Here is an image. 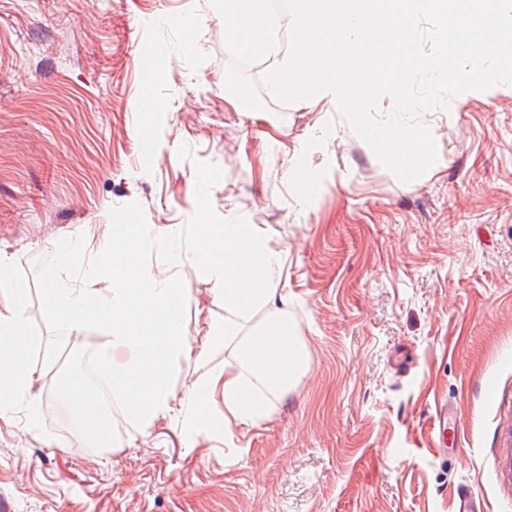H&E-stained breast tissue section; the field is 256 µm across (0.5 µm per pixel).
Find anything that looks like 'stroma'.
I'll return each instance as SVG.
<instances>
[{"instance_id": "obj_1", "label": "stroma", "mask_w": 512, "mask_h": 512, "mask_svg": "<svg viewBox=\"0 0 512 512\" xmlns=\"http://www.w3.org/2000/svg\"><path fill=\"white\" fill-rule=\"evenodd\" d=\"M194 18L191 30L175 23ZM169 51L163 76L144 64ZM230 53L209 0H0V248L28 289L31 359L55 364L24 414L0 428L6 512H455L468 488L482 512H512V86L420 115L444 166L406 183L335 106L261 92L248 116L224 99ZM166 102L159 114L141 101ZM313 128L330 138L301 153ZM327 166L326 189L295 201L288 166ZM207 212L272 227L287 251L280 282L309 355L265 419L223 439L183 420L133 430L112 391L109 447L68 410L64 384L101 375L46 307L64 245L107 224H142V262L187 289L191 343L224 319L196 268L194 186ZM172 227L174 251L155 243ZM216 342L171 385L233 362ZM447 408L444 449L432 445Z\"/></svg>"}]
</instances>
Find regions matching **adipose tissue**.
Listing matches in <instances>:
<instances>
[{
  "label": "adipose tissue",
  "mask_w": 512,
  "mask_h": 512,
  "mask_svg": "<svg viewBox=\"0 0 512 512\" xmlns=\"http://www.w3.org/2000/svg\"><path fill=\"white\" fill-rule=\"evenodd\" d=\"M194 230L198 246L192 261L206 272L224 304V322L212 327L209 337L233 345L236 360L195 386L183 416L192 435L219 438L231 425L267 417L272 398L295 383L308 358L281 311L285 298L278 285L285 252L274 245L270 231L246 223L240 214ZM144 247L142 225H105L98 244L81 238L66 245V255H83L86 263L78 274L52 275L44 291L47 307L71 331L92 325L104 334L94 359L140 433L171 412L172 374L193 353L182 322L186 291L173 287L164 271L141 263ZM101 277L112 282L104 293L90 286ZM26 295L12 255L0 249V423L22 412L32 426L40 407L31 389L44 368L30 360ZM262 309L264 322L251 326ZM117 348L131 351V358L115 363ZM68 402L82 408L81 424L97 443L110 440L109 416L85 383L71 384Z\"/></svg>",
  "instance_id": "ef3b65f1"
}]
</instances>
